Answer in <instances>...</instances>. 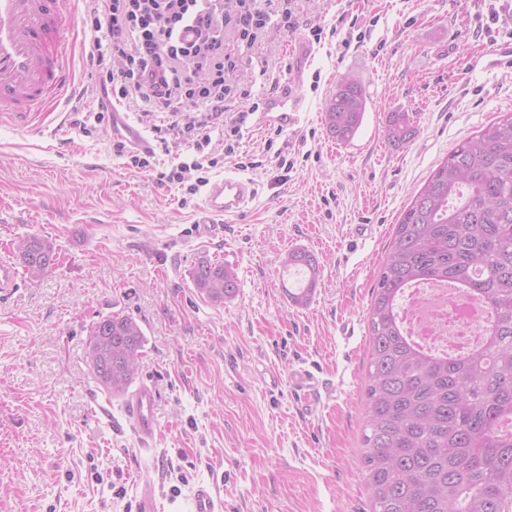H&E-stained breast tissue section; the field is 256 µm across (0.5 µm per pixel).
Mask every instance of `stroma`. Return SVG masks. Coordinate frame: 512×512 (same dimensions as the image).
<instances>
[{
	"mask_svg": "<svg viewBox=\"0 0 512 512\" xmlns=\"http://www.w3.org/2000/svg\"><path fill=\"white\" fill-rule=\"evenodd\" d=\"M476 0H298L296 25H271L243 58L240 86L261 103L292 82L290 47L319 25L288 126L248 119L238 149L259 168L244 214L200 235V196L184 198L119 156L108 126L75 120L106 97L84 13L68 33L67 97L33 129L0 123V256L41 236L57 261L0 297V512H136L139 476L161 512H189L201 482L224 512H370L362 463L369 309L393 226L427 177L466 139L512 111V73L470 66L511 25L482 29ZM367 108L347 143L329 137L325 102L341 78ZM413 140L386 141L389 113ZM293 160L280 169L275 151ZM320 264L307 305L285 291L282 256ZM224 263L238 292L199 296L190 271ZM134 318L146 342L137 376L159 394V434L141 443L125 402L97 382L85 346L94 323ZM324 388L305 408L293 369ZM415 135L406 112H392L387 120V141L394 149L403 148Z\"/></svg>",
	"mask_w": 512,
	"mask_h": 512,
	"instance_id": "1",
	"label": "stroma"
}]
</instances>
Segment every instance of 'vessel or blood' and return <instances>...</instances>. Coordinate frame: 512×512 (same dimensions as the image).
Masks as SVG:
<instances>
[{
  "label": "vessel or blood",
  "instance_id": "1",
  "mask_svg": "<svg viewBox=\"0 0 512 512\" xmlns=\"http://www.w3.org/2000/svg\"><path fill=\"white\" fill-rule=\"evenodd\" d=\"M75 19L74 0H0V120L22 128L30 127L33 116L57 106L69 65L64 31ZM481 64L512 71V41L489 48ZM302 101L294 94L271 97L262 112L265 124L279 125L289 113L299 111ZM112 135L134 149L150 147L141 128L127 113L113 112ZM253 182L228 174L208 187L199 209L202 228L214 217L235 216L254 198ZM19 278L11 258L0 257V295L12 294ZM158 393L149 384L139 386L127 399V411L140 439L157 432ZM137 512H157L158 501L152 478L139 480ZM192 512H224V503L207 485L193 492Z\"/></svg>",
  "mask_w": 512,
  "mask_h": 512
}]
</instances>
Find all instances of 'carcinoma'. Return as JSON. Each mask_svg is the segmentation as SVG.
Segmentation results:
<instances>
[{
  "label": "carcinoma",
  "mask_w": 512,
  "mask_h": 512,
  "mask_svg": "<svg viewBox=\"0 0 512 512\" xmlns=\"http://www.w3.org/2000/svg\"><path fill=\"white\" fill-rule=\"evenodd\" d=\"M366 110L362 85L343 79L325 105L327 135L351 140ZM415 135L409 115L392 112L394 149ZM31 278L55 261L53 244L33 235L17 245ZM302 270L305 305L319 263L306 249L283 260ZM196 292L222 304L237 294L234 272L200 260ZM458 285L490 312L483 343L436 353L407 336L398 306L415 283ZM145 334L115 314L92 328L85 353L98 383L126 394L141 366ZM363 433L371 512H512V113L458 145L428 178L393 230L369 311V365Z\"/></svg>",
  "instance_id": "carcinoma-1"
}]
</instances>
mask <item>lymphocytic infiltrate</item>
<instances>
[{
  "label": "lymphocytic infiltrate",
  "instance_id": "1",
  "mask_svg": "<svg viewBox=\"0 0 512 512\" xmlns=\"http://www.w3.org/2000/svg\"><path fill=\"white\" fill-rule=\"evenodd\" d=\"M100 56L112 69L104 81L116 103L133 112L158 150L115 149L129 167L154 174L193 196L224 157L234 155L250 113L235 80L238 46H254L272 17L290 22L295 0H86ZM191 39H181L182 31ZM221 138H214V131ZM183 150L176 165L158 169L157 151Z\"/></svg>",
  "mask_w": 512,
  "mask_h": 512
}]
</instances>
